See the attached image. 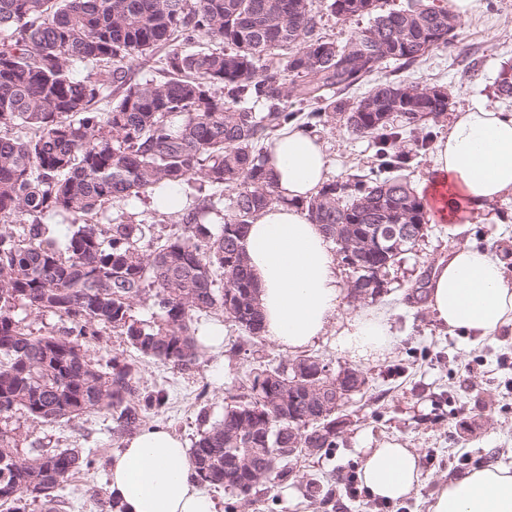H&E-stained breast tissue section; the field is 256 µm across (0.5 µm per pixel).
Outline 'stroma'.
<instances>
[{
  "instance_id": "obj_1",
  "label": "stroma",
  "mask_w": 512,
  "mask_h": 512,
  "mask_svg": "<svg viewBox=\"0 0 512 512\" xmlns=\"http://www.w3.org/2000/svg\"><path fill=\"white\" fill-rule=\"evenodd\" d=\"M463 31V41L432 52L409 69H384L381 80L441 87L448 94L450 113L474 104L512 113V99L495 94L500 70L512 66V0H480L478 13L464 21ZM314 133L330 158V178L364 174L374 167L372 143L351 135L336 120L316 127ZM464 245L500 255L512 278L511 194L491 203L487 216L471 217L469 223L429 224L415 248L390 271L378 297L345 299L341 317L365 309L387 310L395 336L384 355L355 362L336 350L330 333L307 348V355L331 368L352 365L366 378L364 388L343 409L347 422L336 434L335 448L289 458V477L258 486L249 500L213 490L218 508L232 502L235 512H428L433 496L449 479L481 463L512 462V325L491 336H467L441 327L427 301L410 296L423 271ZM116 352L136 362L144 386L167 397L150 423L164 424L189 445L202 430L200 409H207L210 420L220 419L254 369L296 358L267 338L246 340L232 325L226 328L221 356L203 354L188 371L140 357L110 333L93 356L104 363ZM21 425L33 447L80 448L96 455L95 468L80 471L60 492L56 512H101L99 500L109 495V464L118 448L112 440L111 416L84 415L63 426L25 419ZM390 442L416 452L419 485L387 508L366 494L350 497L345 481L351 467L360 466L365 449Z\"/></svg>"
}]
</instances>
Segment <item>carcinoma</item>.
I'll return each mask as SVG.
<instances>
[{
	"label": "carcinoma",
	"mask_w": 512,
	"mask_h": 512,
	"mask_svg": "<svg viewBox=\"0 0 512 512\" xmlns=\"http://www.w3.org/2000/svg\"><path fill=\"white\" fill-rule=\"evenodd\" d=\"M340 21L367 17L342 44L319 33L314 0H0V507L54 512L92 453L22 447L20 419L64 424L112 415V435L146 425L166 403L141 386L138 366L118 354L88 357L110 330L141 356L179 370L203 349L195 315L220 312L246 336L263 333L259 287L244 237L258 213L283 202L266 169L269 141L294 123L284 97L314 109L313 128L339 118L376 146L374 174L332 179L304 203L355 283H369L412 250L429 219L406 178L397 142L448 111V95L403 81L349 92L384 65L417 64L461 36L438 0L382 11L379 0H328ZM165 47L157 76L134 80ZM86 70L79 78L78 68ZM512 98V67L498 74ZM106 102L101 109L98 103ZM189 189L174 213L181 233L154 237L156 220L131 200L171 184ZM112 205L107 210L106 205ZM223 216L214 227L210 215ZM73 216L63 238L45 215ZM396 251L375 236L403 226ZM147 305L140 319L134 306ZM21 309L68 326L36 335ZM336 393L321 376L299 383L288 366L265 368L201 431L190 448L196 482L243 500L264 482L288 478V447H336ZM308 412L311 423L298 418Z\"/></svg>",
	"instance_id": "1"
}]
</instances>
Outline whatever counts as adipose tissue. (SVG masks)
Masks as SVG:
<instances>
[{
    "mask_svg": "<svg viewBox=\"0 0 512 512\" xmlns=\"http://www.w3.org/2000/svg\"><path fill=\"white\" fill-rule=\"evenodd\" d=\"M267 170L282 200L263 209L245 237L265 336L293 352L332 328L346 356L382 353L393 342L389 314L369 310L340 319L344 290L336 255L301 206L327 179L329 159L320 139L296 128L280 133L268 146ZM431 170L441 221L456 224L461 213H485L512 193V113L484 105L454 112L447 134L434 144ZM428 295L437 321L448 329L487 336L512 325V282L490 250L453 249L435 265ZM192 472L185 443L155 425L127 436L113 453L109 490L120 497L123 512H215ZM420 476L411 449L391 444L364 453L361 477L371 496L403 499ZM429 512H512V465H480L456 476L441 487Z\"/></svg>",
    "mask_w": 512,
    "mask_h": 512,
    "instance_id": "1",
    "label": "adipose tissue"
}]
</instances>
